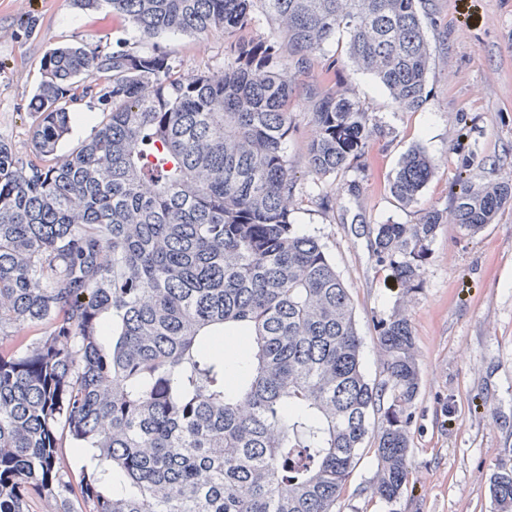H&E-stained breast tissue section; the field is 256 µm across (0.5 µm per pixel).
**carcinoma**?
Segmentation results:
<instances>
[{
	"label": "carcinoma",
	"instance_id": "1",
	"mask_svg": "<svg viewBox=\"0 0 512 512\" xmlns=\"http://www.w3.org/2000/svg\"><path fill=\"white\" fill-rule=\"evenodd\" d=\"M261 2L278 34H236ZM123 15L152 45L84 42L42 62L25 162L0 141V512L28 500L61 512H335L373 438L370 495L397 499L411 474L420 375L409 320L376 322L382 380L369 383L353 304L323 245L291 221L286 144L296 99L311 103L318 179L363 164L372 116L291 71L344 28L347 66L395 102L426 100L432 53L423 0H73ZM224 30V75L174 73L155 39ZM103 118L55 157L80 105ZM421 147L391 194L413 206L435 174ZM455 223L475 232L512 206V177L461 180ZM443 221L354 224L375 262L413 291ZM38 337L31 340L28 331ZM241 336L232 372L211 346ZM381 425L370 434V416ZM65 448L96 464L75 482ZM490 490L512 512V464Z\"/></svg>",
	"mask_w": 512,
	"mask_h": 512
}]
</instances>
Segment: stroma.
Segmentation results:
<instances>
[{
    "instance_id": "35a3bbf8",
    "label": "stroma",
    "mask_w": 512,
    "mask_h": 512,
    "mask_svg": "<svg viewBox=\"0 0 512 512\" xmlns=\"http://www.w3.org/2000/svg\"><path fill=\"white\" fill-rule=\"evenodd\" d=\"M36 17L35 33L25 31ZM432 52L427 99L398 107L373 76L346 65L347 32H337L297 73L362 104L373 116L367 165L323 180L307 168L315 134L301 102L287 142L297 179L294 228L325 246L351 295L369 382L382 376L376 320L405 314L412 326L421 383L412 407L410 481L400 499H371L378 469L365 450L336 503V512H497L490 478L512 449V208L479 233L445 220L431 244L420 289L408 292L354 237V215L367 223L418 222L423 210H448L460 178L487 182L512 176V0H427L423 15ZM142 49L123 16L84 11L71 0H0V140L23 160L35 159L33 95L41 60L72 40ZM159 42L179 75L224 71V33L168 34ZM425 148L437 161L417 206L402 208L389 181L402 156ZM361 185L359 197L346 190Z\"/></svg>"
}]
</instances>
